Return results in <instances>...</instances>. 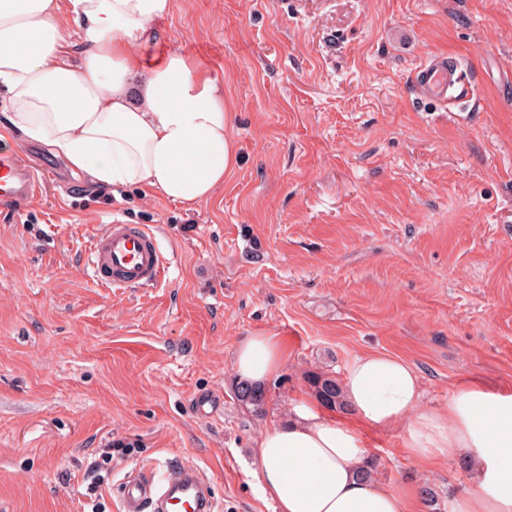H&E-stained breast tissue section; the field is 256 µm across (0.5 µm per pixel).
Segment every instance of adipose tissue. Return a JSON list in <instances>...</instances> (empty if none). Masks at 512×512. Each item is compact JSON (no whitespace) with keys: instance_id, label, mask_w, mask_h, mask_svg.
Wrapping results in <instances>:
<instances>
[{"instance_id":"1","label":"adipose tissue","mask_w":512,"mask_h":512,"mask_svg":"<svg viewBox=\"0 0 512 512\" xmlns=\"http://www.w3.org/2000/svg\"><path fill=\"white\" fill-rule=\"evenodd\" d=\"M172 0H0V141L20 132L73 173L194 205L210 199L238 163L226 129L222 82L192 56L150 52ZM77 42L63 35L65 20ZM278 337L243 338L239 380L261 385L282 369ZM338 419L300 397L287 423L255 450L262 489L277 512H415L417 491L366 477L371 431L405 428L426 461L468 456L479 476L455 512H512V393L472 381L447 404L420 409L418 377L402 358L363 354L348 365Z\"/></svg>"}]
</instances>
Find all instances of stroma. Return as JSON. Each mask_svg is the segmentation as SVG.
I'll return each instance as SVG.
<instances>
[{"mask_svg":"<svg viewBox=\"0 0 512 512\" xmlns=\"http://www.w3.org/2000/svg\"><path fill=\"white\" fill-rule=\"evenodd\" d=\"M154 40L223 80L239 163L189 207L91 184L18 132L0 146L42 188L0 205V512H120L128 472L185 456L218 512H274L263 432L363 353L406 360L425 409L466 381L512 391V0H173ZM436 54L476 84L465 121L411 82ZM113 218L156 233L161 282L97 285ZM259 331L288 351L260 414L231 389ZM369 441L375 480L431 489L420 512L477 487L466 458L417 463L403 427Z\"/></svg>","mask_w":512,"mask_h":512,"instance_id":"stroma-1","label":"stroma"}]
</instances>
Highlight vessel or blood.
<instances>
[{"label":"vessel or blood","mask_w":512,"mask_h":512,"mask_svg":"<svg viewBox=\"0 0 512 512\" xmlns=\"http://www.w3.org/2000/svg\"><path fill=\"white\" fill-rule=\"evenodd\" d=\"M417 89L439 105L455 107L475 96L467 71L451 58L434 56L414 73ZM40 189L34 169L17 155L0 154V203L22 204ZM90 266L104 288H141L157 284L166 260L155 233L139 224L115 219L104 225L90 243ZM121 512H214L209 487L199 468L183 458L158 473H134L120 488Z\"/></svg>","instance_id":"b4317fda"}]
</instances>
